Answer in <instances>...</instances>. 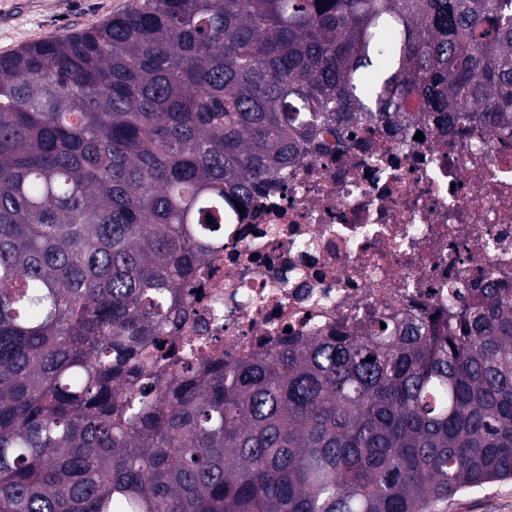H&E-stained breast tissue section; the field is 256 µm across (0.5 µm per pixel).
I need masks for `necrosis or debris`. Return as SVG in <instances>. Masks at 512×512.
Here are the masks:
<instances>
[{
    "label": "necrosis or debris",
    "mask_w": 512,
    "mask_h": 512,
    "mask_svg": "<svg viewBox=\"0 0 512 512\" xmlns=\"http://www.w3.org/2000/svg\"><path fill=\"white\" fill-rule=\"evenodd\" d=\"M217 266L195 308L228 360L287 330L441 317L452 286L512 288V126L406 124L308 146L285 188L225 225Z\"/></svg>",
    "instance_id": "obj_1"
}]
</instances>
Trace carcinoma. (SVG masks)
<instances>
[{
    "instance_id": "cac0c4a2",
    "label": "carcinoma",
    "mask_w": 512,
    "mask_h": 512,
    "mask_svg": "<svg viewBox=\"0 0 512 512\" xmlns=\"http://www.w3.org/2000/svg\"><path fill=\"white\" fill-rule=\"evenodd\" d=\"M477 112L512 122V0H134L0 55V512H435L512 479L511 288L228 362L183 335L229 211L306 144Z\"/></svg>"
}]
</instances>
